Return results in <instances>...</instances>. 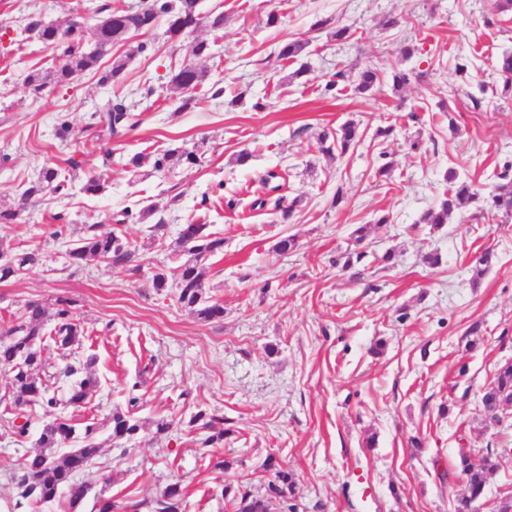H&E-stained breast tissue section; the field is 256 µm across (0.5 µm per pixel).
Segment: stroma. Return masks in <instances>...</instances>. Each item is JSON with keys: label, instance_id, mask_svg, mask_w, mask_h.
Instances as JSON below:
<instances>
[{"label": "stroma", "instance_id": "35a3bbf8", "mask_svg": "<svg viewBox=\"0 0 512 512\" xmlns=\"http://www.w3.org/2000/svg\"><path fill=\"white\" fill-rule=\"evenodd\" d=\"M96 2L0 0V204L15 203L44 165L72 156L83 172L109 180L105 193L76 186L40 201L20 223L0 224L1 251L39 254L0 282V331L27 301L68 298L84 329L78 353L94 358L101 379L85 404H66L55 375L71 355L42 344L62 399L56 415L100 427L77 512H98L102 498L152 512L153 497L175 481L185 512H232L222 488L265 495L270 455L293 474L301 512H457L467 494L464 451L495 463L470 512H498L512 498V414L489 421L481 396L512 360V221L478 203L438 229L421 217L439 205L449 169L490 185L512 162V95L480 92L495 80L499 56L512 52V14L488 27L495 0H199L201 14L223 13L222 31L203 27L172 40L158 25L118 80L102 85L83 73L33 97L26 77L51 67L53 51L25 31V16L61 23L80 13L90 33ZM272 13L278 22L270 26ZM339 26L352 37L332 38ZM203 39L212 58L187 107L171 76ZM296 39L307 41L305 53L280 59ZM461 64L467 73H458ZM369 66L383 71L371 91L349 82L326 91L336 68ZM397 69L413 73L399 89ZM114 95L137 119L119 142L88 128ZM63 119L72 126L66 142L56 136ZM349 120L359 143L326 157L321 134ZM385 127L390 135L377 136ZM168 148L199 160L155 169L154 156ZM243 150L251 158L241 165ZM137 153L146 160L129 171ZM385 161L390 173L377 177ZM270 172L284 175L283 195L302 199L288 219L273 205H253L266 197L261 179ZM151 203L165 225L156 236L134 218ZM61 211L72 222L59 236L52 216ZM191 222L224 239L223 253L203 263L204 292L224 307L220 321H199L175 288L153 286L157 269L181 261L177 238ZM89 224L136 246L140 271L70 267L65 252ZM287 236L297 247L279 253ZM487 249L495 258L474 277ZM358 251L363 262L344 271ZM430 252L439 265L424 263ZM131 394L140 399L141 430L124 455L109 418ZM201 409L224 418V439L209 448L200 445L205 431L189 424ZM26 417L23 438L0 425V512H11L15 479L47 420L39 406ZM161 418L173 423L165 437L154 434ZM224 459L230 469L218 468Z\"/></svg>", "mask_w": 512, "mask_h": 512}]
</instances>
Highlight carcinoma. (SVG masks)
<instances>
[{
    "label": "carcinoma",
    "mask_w": 512,
    "mask_h": 512,
    "mask_svg": "<svg viewBox=\"0 0 512 512\" xmlns=\"http://www.w3.org/2000/svg\"><path fill=\"white\" fill-rule=\"evenodd\" d=\"M100 19L95 26V49L85 47L84 30L74 26L71 20L63 24H45L30 18V27L37 39L52 47L56 64L52 70L33 71L26 77L29 93L41 95L49 84L65 85L73 77L86 71L99 74V82L104 84L116 79L124 70L126 60L146 51L147 44L140 42L128 52L126 59L115 60L112 68L100 70L102 57L115 45H124L136 34L152 29L160 19L166 21V34L173 38L179 32L189 34L205 25L218 32L224 27V15L210 18L197 13V0H139V4L127 8L112 7L111 0H101L97 7ZM194 61L180 66L174 72L171 83L190 94L185 104L194 101L191 94L202 83L206 74V63L212 59L209 43L198 41L193 46ZM383 71L377 67L367 68L351 75L342 68L330 76L326 90L336 89L340 83L353 81L355 90L360 93L370 91L380 81ZM502 91L512 93V53L505 52L498 66ZM137 125L135 115L128 111L123 98L110 97L93 113L94 134L108 140L120 139L128 130ZM357 124L350 120L336 131L335 135L322 136V151L331 155L333 148L328 141L336 143L340 153H345L356 139ZM197 155L193 151L178 149L166 150L159 154L155 168L170 170L182 165H193ZM499 182L488 188L473 181L461 179L453 170L448 171V189L439 207L428 210L421 223L439 227L448 223V215L454 210L476 201L485 203L490 210L512 217V164L506 163L497 175ZM69 190L68 180L63 178L58 168L46 166L29 182L19 196L18 202L8 207L0 205V224H17L23 212L31 203L42 200L46 195L62 196ZM180 244L186 259L176 267L175 282L178 301L191 314L202 321H213L224 317V307L217 301L204 297L202 262L224 251V238L209 231L206 224H185L180 232ZM70 265L82 268L92 261H102L113 268L140 269L138 249L123 241L114 233L99 234L96 225L86 227L67 253ZM37 262L32 252L12 255V263H0V281L14 277L19 271ZM83 329L75 316L73 303L68 299H57L51 305L41 301H29L0 335V365L11 369L12 404L23 408L39 404L44 408H54L58 404L55 395L49 393V385L43 376L45 365L39 347L46 338H51L64 349L79 348ZM93 361L75 359L66 365L64 376L70 379L68 403L80 405L99 387V379L92 370ZM482 406L486 417L501 422V414L512 407V364L502 366L496 373L493 384L482 396ZM193 423H201V428L209 430L203 444L210 446L224 440V417L198 410L191 418ZM112 438L130 440L141 429L140 421L132 412L116 411L110 418ZM80 438L83 445L61 456L56 450L65 447L72 440ZM97 426L88 423L76 429L70 421L56 416L46 422L37 439L40 450L29 454L25 460L24 473L17 480L18 500L14 509L25 507L34 509L41 504L54 501L60 492L68 495L70 509H76L87 496L88 486L76 480V475L85 471L96 460L100 447L96 442ZM462 472L466 475L469 495L460 502L458 512H467L470 504L482 495L487 473L493 469L491 457L486 455L474 459L467 454L460 457ZM264 466L273 472L274 479L268 483L267 495L271 498L293 499L295 481L293 474L282 468L273 457L265 460ZM184 499L178 483L167 485L154 499L155 512H180ZM234 512H267V500L257 497L247 489H240L232 497Z\"/></svg>",
    "instance_id": "obj_1"
}]
</instances>
